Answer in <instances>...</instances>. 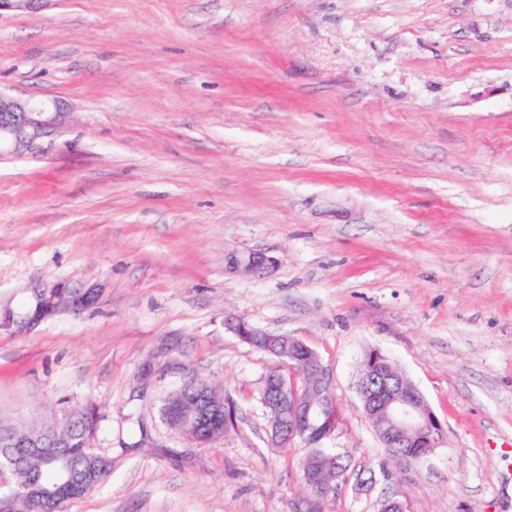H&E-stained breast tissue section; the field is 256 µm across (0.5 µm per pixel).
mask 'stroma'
<instances>
[{
    "label": "stroma",
    "mask_w": 512,
    "mask_h": 512,
    "mask_svg": "<svg viewBox=\"0 0 512 512\" xmlns=\"http://www.w3.org/2000/svg\"><path fill=\"white\" fill-rule=\"evenodd\" d=\"M0 89L74 112L0 155V300L97 295L0 331V419L95 408L109 471L63 512H295L306 449L270 446L274 361L229 317L329 373L325 512H512V0H36L0 11ZM371 349L443 425L420 462L362 412ZM192 375L236 409L211 446L162 418ZM275 261L272 257L261 252H249L246 255L234 256L229 262L231 272L253 271L273 268ZM350 469V460L347 455L331 452V466L322 474L324 486L334 493L336 491V474L342 475V482L346 480L348 470Z\"/></svg>",
    "instance_id": "1"
}]
</instances>
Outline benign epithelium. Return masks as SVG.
Instances as JSON below:
<instances>
[{
    "label": "benign epithelium",
    "instance_id": "7a95c632",
    "mask_svg": "<svg viewBox=\"0 0 512 512\" xmlns=\"http://www.w3.org/2000/svg\"><path fill=\"white\" fill-rule=\"evenodd\" d=\"M70 114L69 105L62 101L35 100L0 90V153L20 156L34 151L41 140L60 132L68 124ZM273 266V258L261 252L234 256L229 262L232 272L270 269ZM32 293L40 301V307L24 317L15 314L11 302H0V330H22L34 326L54 312L60 299L69 295L64 288L49 291L34 288ZM90 298L92 295L89 293H78L71 296V302L76 307L82 306ZM226 325L249 343L261 338L267 353L278 354L276 346L284 335L264 332L232 319L226 320ZM288 342L292 349L288 350V358H282L280 362L288 363L289 380H275L273 390L269 391L264 403L269 409L268 435L271 445L276 448L301 442L305 447L314 449L315 463L305 468L302 474L303 482L311 483L317 479L322 464V455L315 447L338 427V422L326 414L328 405L334 404L335 399L319 355L297 338L290 336ZM358 394L363 413L369 419L385 417L386 427L379 436L384 447L390 449L396 458L411 456L407 448L414 446L419 452L411 457L418 462L439 445L441 425L436 416L420 392L381 351H373L370 366H362ZM210 417V406L197 403L193 409L179 412L178 424L181 428L202 432ZM0 444L8 449L0 463V475L5 472L12 475L20 467L24 452L9 451L13 443L2 435ZM28 447L35 453L44 454L47 459L58 453V445L41 438L31 439Z\"/></svg>",
    "mask_w": 512,
    "mask_h": 512
}]
</instances>
